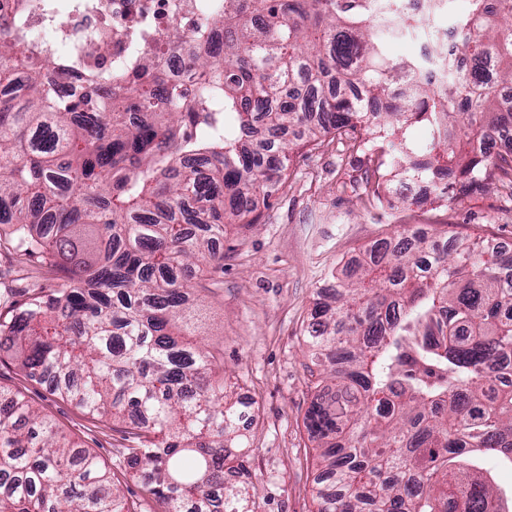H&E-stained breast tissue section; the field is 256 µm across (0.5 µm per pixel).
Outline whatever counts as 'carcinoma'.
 <instances>
[{
    "label": "carcinoma",
    "instance_id": "cac0c4a2",
    "mask_svg": "<svg viewBox=\"0 0 512 512\" xmlns=\"http://www.w3.org/2000/svg\"><path fill=\"white\" fill-rule=\"evenodd\" d=\"M434 56L438 83L387 52L372 0H223L169 52L53 61L46 86L0 16V238L57 273L0 309L15 360L86 414L128 423L126 471L160 512H257L246 423L199 329L200 266L277 190L294 146L364 136L362 181L390 208L512 184V0H471ZM419 124L413 141L406 129ZM420 179L414 200L392 189ZM336 278L305 336L322 391L305 418L317 512H512L486 462L512 468V255L405 228ZM0 512H136L112 470L16 394L0 398Z\"/></svg>",
    "mask_w": 512,
    "mask_h": 512
}]
</instances>
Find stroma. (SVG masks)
Here are the masks:
<instances>
[{"mask_svg":"<svg viewBox=\"0 0 512 512\" xmlns=\"http://www.w3.org/2000/svg\"><path fill=\"white\" fill-rule=\"evenodd\" d=\"M370 164L369 151L356 148L349 136L295 148L288 180L260 206L257 224L228 227L220 244L224 266L208 271L203 280L206 343L224 363L232 396L255 405L248 437L259 512L317 508L318 450L304 425L315 390L303 329L336 271L404 224L431 234L451 228L474 233L512 249V183H498L493 191L458 204L367 207L360 178ZM26 270L42 281L52 277L38 259L22 270L12 250L0 249V305L24 298ZM0 389L21 391L60 430L93 449L138 512H158L154 501L143 499L138 481L119 466L126 440L111 422L51 395L9 362L0 363Z\"/></svg>","mask_w":512,"mask_h":512,"instance_id":"35a3bbf8","label":"stroma"}]
</instances>
